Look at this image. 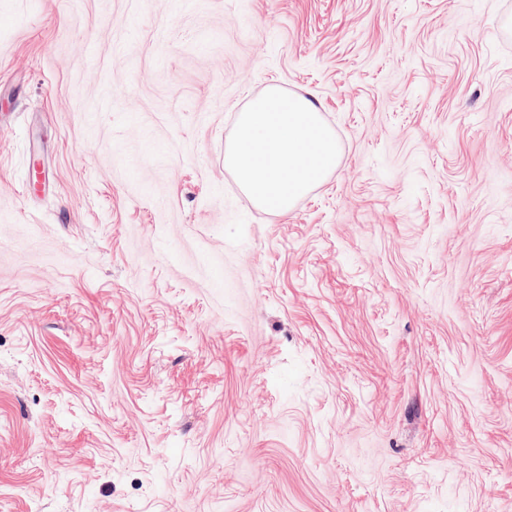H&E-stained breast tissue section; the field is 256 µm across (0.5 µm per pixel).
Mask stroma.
<instances>
[{"label":"stroma","mask_w":512,"mask_h":512,"mask_svg":"<svg viewBox=\"0 0 512 512\" xmlns=\"http://www.w3.org/2000/svg\"><path fill=\"white\" fill-rule=\"evenodd\" d=\"M0 512H512V0H0Z\"/></svg>","instance_id":"stroma-1"}]
</instances>
